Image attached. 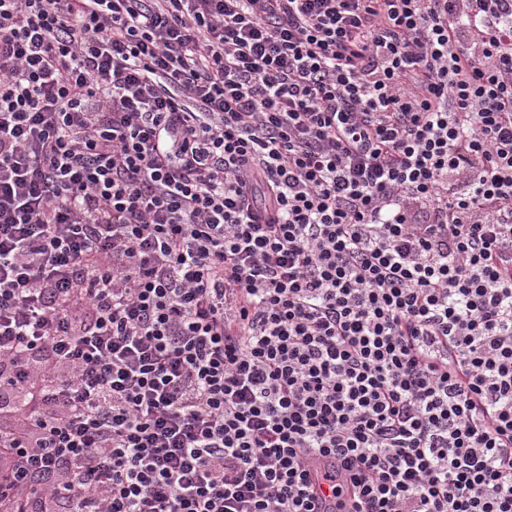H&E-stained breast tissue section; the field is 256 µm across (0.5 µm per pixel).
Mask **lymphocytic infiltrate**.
<instances>
[{
    "mask_svg": "<svg viewBox=\"0 0 512 512\" xmlns=\"http://www.w3.org/2000/svg\"><path fill=\"white\" fill-rule=\"evenodd\" d=\"M512 512V0H0V512ZM334 461L327 458L319 457L312 461L307 469L309 481L318 489V499L315 502V511H329L335 506L334 499L331 498L328 481L324 479V475L328 471H333Z\"/></svg>",
    "mask_w": 512,
    "mask_h": 512,
    "instance_id": "1",
    "label": "lymphocytic infiltrate"
}]
</instances>
